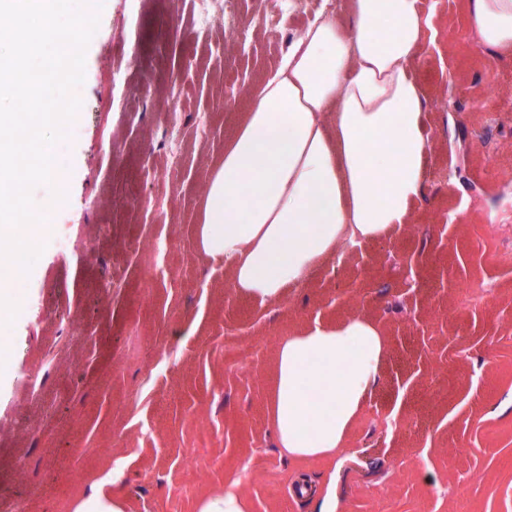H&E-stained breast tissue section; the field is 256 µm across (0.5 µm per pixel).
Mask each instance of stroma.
<instances>
[{
	"label": "stroma",
	"instance_id": "35a3bbf8",
	"mask_svg": "<svg viewBox=\"0 0 512 512\" xmlns=\"http://www.w3.org/2000/svg\"><path fill=\"white\" fill-rule=\"evenodd\" d=\"M308 2L272 29L257 0H232L233 27L200 32L193 0H168L145 54L149 0H101L62 144L67 201L34 189L54 230L0 324V500L14 512H74L97 488L125 512H197L233 481L252 512H512V48L483 51L492 119L468 0H433L415 64L428 153L410 224L343 248L274 304L198 249L209 168L324 6ZM357 313L387 338L369 401L336 454L288 457L267 412L279 341Z\"/></svg>",
	"mask_w": 512,
	"mask_h": 512
}]
</instances>
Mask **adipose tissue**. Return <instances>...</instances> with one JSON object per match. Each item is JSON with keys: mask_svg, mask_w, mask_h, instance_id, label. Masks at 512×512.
<instances>
[{"mask_svg": "<svg viewBox=\"0 0 512 512\" xmlns=\"http://www.w3.org/2000/svg\"><path fill=\"white\" fill-rule=\"evenodd\" d=\"M480 41L512 47V0H469ZM353 21L318 12L253 91L211 166L201 253L263 304L310 280L345 246L409 224L428 142L415 73L431 19L423 0H346ZM386 351L356 314L284 337L270 418L280 448L316 458L344 447Z\"/></svg>", "mask_w": 512, "mask_h": 512, "instance_id": "adipose-tissue-1", "label": "adipose tissue"}]
</instances>
